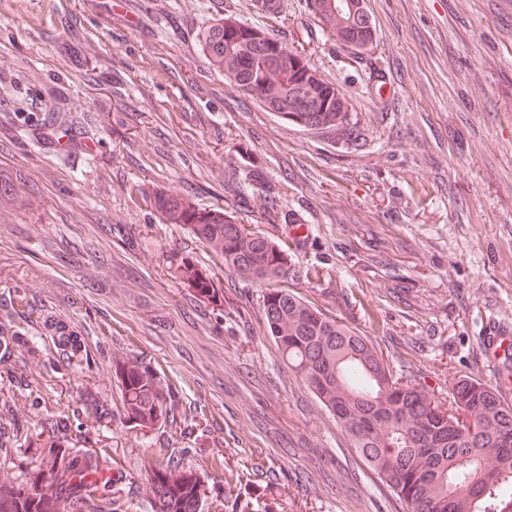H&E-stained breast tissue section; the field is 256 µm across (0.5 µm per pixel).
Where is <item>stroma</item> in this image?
<instances>
[{
  "label": "stroma",
  "instance_id": "stroma-1",
  "mask_svg": "<svg viewBox=\"0 0 512 512\" xmlns=\"http://www.w3.org/2000/svg\"><path fill=\"white\" fill-rule=\"evenodd\" d=\"M363 2L374 35L358 52L304 0L274 19L251 0L0 6V323L21 337L0 358L1 427L68 419L81 447L108 450L132 504L154 495L144 458L176 453L200 512H406L282 359L264 286L224 272L221 305L197 299L169 258L210 254L153 206L186 197L287 242L288 288L436 396L463 375L498 387L512 354L489 358L483 338L489 321L512 327V0ZM225 14L303 52L348 100L353 132L298 126L211 71L199 38ZM59 111L79 133L53 123ZM244 142L265 182L241 192ZM287 213L304 216L305 245ZM47 318L87 345L61 379ZM118 358L169 387L174 424L123 417ZM90 394L107 417L82 411ZM38 470L27 448L0 447V484Z\"/></svg>",
  "mask_w": 512,
  "mask_h": 512
}]
</instances>
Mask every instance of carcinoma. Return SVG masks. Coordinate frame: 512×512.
<instances>
[{
  "label": "carcinoma",
  "mask_w": 512,
  "mask_h": 512,
  "mask_svg": "<svg viewBox=\"0 0 512 512\" xmlns=\"http://www.w3.org/2000/svg\"><path fill=\"white\" fill-rule=\"evenodd\" d=\"M310 13L336 42L361 50L373 40L363 0H307ZM210 69L229 77L267 112L304 127L335 130L348 124L349 103L312 69L303 53L230 14L202 35ZM155 209L183 224L228 272L266 285L262 299L268 335L282 359L349 436L364 464L406 505L407 512H512V404L467 376L439 398L408 380L352 326L332 318L279 286L288 274V246L239 224L227 211L157 194ZM179 279L217 302L207 269L173 256ZM65 371L86 353L82 339L54 328ZM123 410L140 428L165 419L169 392L142 363L115 368ZM69 422L25 433L39 458L30 491L0 485V512H120L112 508L125 479L103 451L80 448ZM151 512H198L201 485L188 467L167 461L152 467Z\"/></svg>",
  "instance_id": "cac0c4a2"
}]
</instances>
